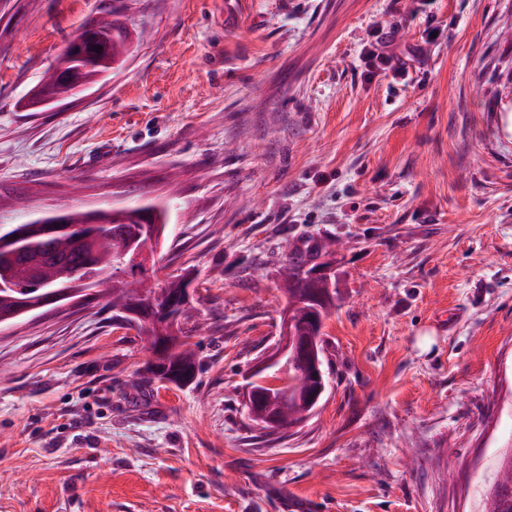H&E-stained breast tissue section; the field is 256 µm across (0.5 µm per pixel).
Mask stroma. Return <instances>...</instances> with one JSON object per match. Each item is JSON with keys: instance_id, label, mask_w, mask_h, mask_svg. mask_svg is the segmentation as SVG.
<instances>
[{"instance_id": "obj_1", "label": "stroma", "mask_w": 512, "mask_h": 512, "mask_svg": "<svg viewBox=\"0 0 512 512\" xmlns=\"http://www.w3.org/2000/svg\"><path fill=\"white\" fill-rule=\"evenodd\" d=\"M5 11L0 224L164 207L200 366L152 378L101 300L1 331L0 512H480L512 445V0ZM112 11L122 65L36 104ZM326 239V392L270 434L242 389L278 339L286 255ZM76 38L77 36L73 39V41L69 44V46L63 52V54L59 57L56 69L60 71L61 75L71 69L88 68L92 65L91 61L83 52L74 48L76 45Z\"/></svg>"}]
</instances>
